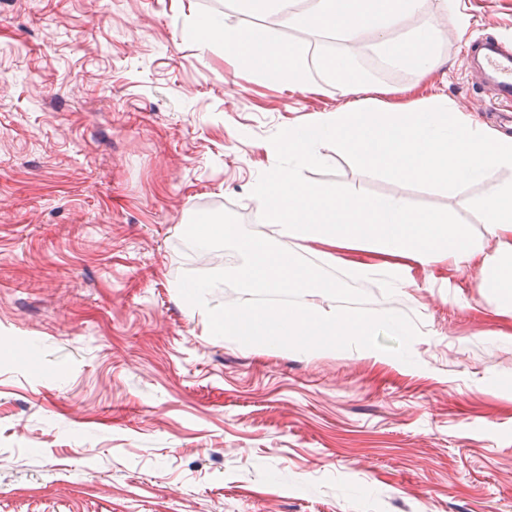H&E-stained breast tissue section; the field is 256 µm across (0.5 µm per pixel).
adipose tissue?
<instances>
[{
	"mask_svg": "<svg viewBox=\"0 0 512 512\" xmlns=\"http://www.w3.org/2000/svg\"><path fill=\"white\" fill-rule=\"evenodd\" d=\"M204 40L221 43L224 55L272 83L295 89L308 87L307 69L293 50L273 43L265 28L243 29L215 18L192 23ZM260 205L266 223L285 238L274 248L239 235L235 225L204 218L194 227L202 244L236 240L247 255L235 276L241 288L268 294L328 292L309 268L298 264L295 247L310 248L327 260L337 251L366 249L383 258L382 264H357L359 274L382 268L392 274L406 271L407 261L428 265L440 259L466 265L481 274V291L495 295L502 314L512 316V181L501 184L481 206L483 221L497 245L486 251L468 225L452 216L416 210L393 198L369 199L353 188L337 184L305 185L297 167L271 172L261 190Z\"/></svg>",
	"mask_w": 512,
	"mask_h": 512,
	"instance_id": "ef3b65f1",
	"label": "adipose tissue"
}]
</instances>
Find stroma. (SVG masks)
Segmentation results:
<instances>
[{
  "label": "stroma",
  "instance_id": "stroma-1",
  "mask_svg": "<svg viewBox=\"0 0 512 512\" xmlns=\"http://www.w3.org/2000/svg\"><path fill=\"white\" fill-rule=\"evenodd\" d=\"M442 0L426 80L394 66L385 101L447 97L496 126L466 70L478 39L512 46V0ZM264 25L298 50L310 91L236 68L194 36L199 16ZM336 39L209 0H0V512H512V318L478 271L412 264L358 280L376 313L414 318L413 364L363 349L264 351L212 336L183 274L235 269V241L202 246L209 217L275 244L252 190L277 131L344 111L318 51ZM364 196L456 215L487 250L479 204L362 172L320 145Z\"/></svg>",
  "mask_w": 512,
  "mask_h": 512
}]
</instances>
